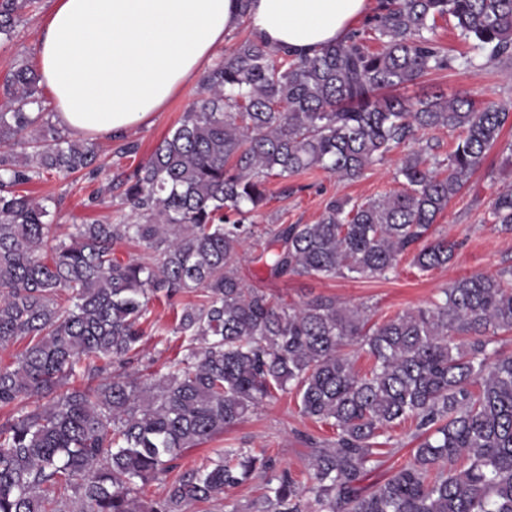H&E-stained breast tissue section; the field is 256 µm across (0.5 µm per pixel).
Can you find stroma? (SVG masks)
I'll return each instance as SVG.
<instances>
[{
	"mask_svg": "<svg viewBox=\"0 0 512 512\" xmlns=\"http://www.w3.org/2000/svg\"><path fill=\"white\" fill-rule=\"evenodd\" d=\"M48 8V0H38L35 9L24 16L18 38L0 44V78L15 59H35ZM434 86L450 96L466 93L480 100L495 90L502 98L512 99V70L503 65L481 69L457 66L429 74L422 84L407 88L406 93L414 96ZM200 91L196 81L184 86L166 110L154 113L149 125L129 133V140L140 146L137 156L117 157L114 150L119 144L118 139L101 138L97 141L101 173L92 176L81 172L66 179L47 176L27 185L26 190L33 197H52L51 210L59 237H66L76 224L93 221L107 224L114 220L122 208L120 197L104 196L101 203L91 208L87 205L88 195L107 185L116 175L131 172L137 161L147 158L168 130L191 108ZM401 156V151L392 152L386 161L374 164L353 181H341L320 170L286 179H270V200L258 221L262 224H312L330 197L366 200L397 190L399 184L394 179V172ZM510 185L512 167L503 165L500 148H492L485 168L468 180L437 221L436 232L459 243L453 259L442 268L423 273L413 265L410 257L405 256L400 258L395 269L381 277L317 279L288 276L273 280L265 266L256 262L257 250L249 242L240 250L241 272L246 284L265 286L287 302L299 303L319 295L333 296L351 305L370 308L376 322L397 313L423 308L442 299L444 289L457 279L473 274H494L512 265V233L500 232L483 220L495 194ZM151 310V319L161 330L146 333L139 359L132 368L140 372L166 373L174 360L184 355L182 340L170 331L173 321L168 308L155 304ZM335 438L336 434L329 426L301 417L295 394L287 391L260 406L248 419L225 431L215 441L186 451L182 463L188 467L202 465L214 459L217 450L222 448L263 449L276 456L283 466L298 471L304 468L312 443H328ZM391 443L394 454L385 456L380 467L363 476L362 487L368 489L383 482L393 468L409 458L410 450L415 446L409 424L394 429Z\"/></svg>",
	"mask_w": 512,
	"mask_h": 512,
	"instance_id": "obj_1",
	"label": "stroma"
}]
</instances>
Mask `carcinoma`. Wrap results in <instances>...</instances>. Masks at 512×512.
Returning <instances> with one entry per match:
<instances>
[{
  "instance_id": "1",
  "label": "carcinoma",
  "mask_w": 512,
  "mask_h": 512,
  "mask_svg": "<svg viewBox=\"0 0 512 512\" xmlns=\"http://www.w3.org/2000/svg\"><path fill=\"white\" fill-rule=\"evenodd\" d=\"M35 3L0 0V41L19 35ZM448 18L485 64L512 65V0H379L363 28L313 57L237 43L148 158L109 186L129 212L75 224L66 240L51 198L19 187L93 175L98 149L45 118L32 64L11 65L0 83V347L27 344L0 363V409H13L0 418V512H191L256 476L265 492L228 512H512V353L492 347L512 332V266L380 323L334 297L288 304L240 275L239 250L254 238L274 278L382 276L404 254L422 272L448 265L456 242L432 226L512 122V100L495 95L396 94L476 66L437 40ZM439 130L458 133L443 159L427 137ZM399 148L401 189L333 197L313 224H257L269 177L320 169L354 180ZM484 222L512 232L511 188ZM119 241L143 256L115 257ZM189 292L200 299L174 316L173 334L188 337L178 368L127 371L150 302ZM287 390L302 417L336 430L306 470L245 448L180 464ZM408 421L417 447L363 492L379 447ZM151 482L165 493L146 500Z\"/></svg>"
}]
</instances>
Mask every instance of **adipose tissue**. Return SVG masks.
<instances>
[{
	"label": "adipose tissue",
	"mask_w": 512,
	"mask_h": 512,
	"mask_svg": "<svg viewBox=\"0 0 512 512\" xmlns=\"http://www.w3.org/2000/svg\"><path fill=\"white\" fill-rule=\"evenodd\" d=\"M370 0H53L37 46L40 83L78 138L144 125L211 64L248 18L269 49L311 55L343 40Z\"/></svg>",
	"instance_id": "ef3b65f1"
}]
</instances>
